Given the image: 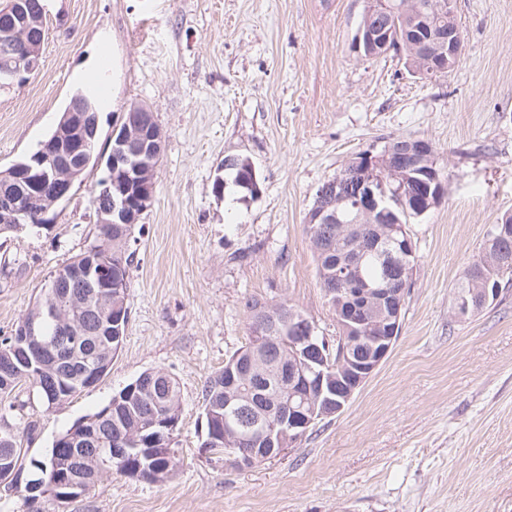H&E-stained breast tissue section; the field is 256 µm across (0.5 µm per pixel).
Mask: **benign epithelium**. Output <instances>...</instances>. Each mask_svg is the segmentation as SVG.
<instances>
[{
    "instance_id": "obj_1",
    "label": "benign epithelium",
    "mask_w": 512,
    "mask_h": 512,
    "mask_svg": "<svg viewBox=\"0 0 512 512\" xmlns=\"http://www.w3.org/2000/svg\"><path fill=\"white\" fill-rule=\"evenodd\" d=\"M389 9L383 0H367L363 20L353 39L355 49L368 43L386 49L390 41L384 18ZM0 16L11 20L0 32V90L9 89L27 79L39 66L44 41V8L36 0L29 11L21 14L15 0L0 7ZM464 50L463 34L454 25L448 35L414 37L413 53L416 54V72L443 73L457 64ZM151 107L144 104L130 106L129 113L112 129V151L106 161L108 176L98 185L94 207L99 224H124L133 229L139 223L153 198L156 160L162 151V133L154 118L145 113ZM96 123L90 116L87 102H73L59 122L55 137L40 145L32 155L33 165L24 177L34 184L29 202L5 188L0 191V223L17 227L33 222L43 224L47 214L60 201L66 199L83 168L75 165L74 157L88 148L94 137ZM397 152L402 168L390 166L387 155L379 157L367 153L349 162L335 177L326 181L318 191V198L331 205L350 203L368 216H394V210L403 208L420 215L444 199L447 180L436 168L432 145L420 139L415 143L399 139ZM350 224L344 234L352 240L353 247L342 251V260L336 269V308L344 304L342 321L346 335L336 337L337 345L325 336L316 335L311 320L296 319L273 312L268 305H258L251 313L254 335L264 340L253 343L244 360L232 359L224 370V407L244 410L242 395L250 383L265 371L264 360L272 358V347L288 344V360L278 364L282 384L288 387V429L274 421L261 424L257 444L261 448H243L238 427L226 426L221 433H211L209 442L224 445V457L238 469L255 464L256 459L275 458L296 448L303 437L319 421L339 415L374 375L386 359L397 338L401 308L407 291L390 288L384 283H367L357 276L363 261L373 252L366 245L375 243L399 246L396 263L400 273L412 277L415 246L404 224H380L369 227ZM101 257L92 256L72 264L65 272L53 278L49 294L52 306H42L22 320L17 336L27 344L46 346L77 345L100 331L71 317L77 298L71 292L74 284H88L95 288L97 303L87 308L85 319L97 320L105 315L112 317V288L122 287L113 281L112 274L100 268ZM498 289L489 282L471 289L473 307H465L461 315L476 312L495 299ZM50 316L59 329V342L40 340L41 324ZM366 341L363 355H351L343 342ZM81 444L78 452L68 461L64 472L63 487L71 491L84 489L87 475H104L107 459L123 460L129 450L152 454L143 439V428L134 427L126 436L112 443L110 448H98V433L84 428L78 436L67 441Z\"/></svg>"
}]
</instances>
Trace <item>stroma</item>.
Segmentation results:
<instances>
[{
  "mask_svg": "<svg viewBox=\"0 0 512 512\" xmlns=\"http://www.w3.org/2000/svg\"><path fill=\"white\" fill-rule=\"evenodd\" d=\"M38 69L0 90V170L29 156L97 60V148L149 105L164 147L152 202L127 239L129 319L108 373L46 406L19 383L0 431L25 450L0 512H512V283L478 314L456 286L512 213V0H456L464 51L427 78L404 57L365 58L352 40L365 0H42ZM388 136L429 140L444 201L409 226L417 262L389 356L298 448L237 469L202 448L206 379L248 342V301L285 302L335 336L305 216L321 185ZM229 155L261 193L215 195ZM75 184L40 226L0 236V339L98 234L94 186ZM180 387L177 464L148 483L112 473L61 503L27 498L35 465L79 417L147 370Z\"/></svg>",
  "mask_w": 512,
  "mask_h": 512,
  "instance_id": "35a3bbf8",
  "label": "stroma"
}]
</instances>
